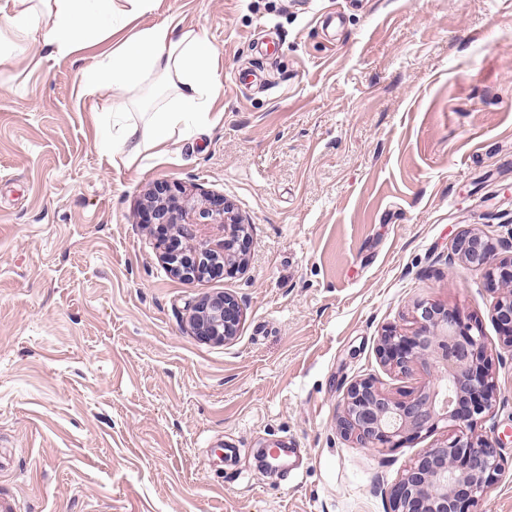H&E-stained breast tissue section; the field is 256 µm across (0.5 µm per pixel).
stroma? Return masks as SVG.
Listing matches in <instances>:
<instances>
[{
	"label": "stroma",
	"mask_w": 512,
	"mask_h": 512,
	"mask_svg": "<svg viewBox=\"0 0 512 512\" xmlns=\"http://www.w3.org/2000/svg\"><path fill=\"white\" fill-rule=\"evenodd\" d=\"M171 16L208 29L222 89L163 156L99 152L96 115L140 124L149 97L83 90L111 38L0 67V497L22 512H392L388 488L450 427L363 448L336 412L362 378L395 396L425 383L377 345L428 301L481 324L497 400L478 430L505 469L478 512H512V347L483 270L448 262L466 228L512 243V0H157L137 25ZM158 180L234 205L243 271H166L137 215ZM221 293L242 305L238 333L199 340L186 304Z\"/></svg>",
	"instance_id": "35a3bbf8"
}]
</instances>
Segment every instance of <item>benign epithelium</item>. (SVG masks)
<instances>
[{"mask_svg":"<svg viewBox=\"0 0 512 512\" xmlns=\"http://www.w3.org/2000/svg\"><path fill=\"white\" fill-rule=\"evenodd\" d=\"M145 224L167 226L158 248L169 273L187 282L232 273L246 264L247 225L222 196L201 194L192 203L167 181L153 184L142 205ZM203 224L224 227V239L195 245L193 229ZM188 241L179 246L180 240ZM460 261L484 270L496 295L491 318L512 347V254L496 256V246L468 228L453 240L448 263ZM188 322L196 338L214 343L232 340L242 308L229 294L204 295L187 303ZM381 361L402 373L421 370L430 381L396 398L371 378L348 385L336 414L340 433L366 448H393L407 438L431 432L438 422L453 423L458 434L426 449L388 490L393 512H475L495 476L504 469L493 440L477 432L479 416L493 408L496 383L479 324L435 302L415 307L414 326L395 327L381 335Z\"/></svg>","mask_w":512,"mask_h":512,"instance_id":"1","label":"benign epithelium"}]
</instances>
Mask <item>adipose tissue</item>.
Masks as SVG:
<instances>
[{
	"mask_svg": "<svg viewBox=\"0 0 512 512\" xmlns=\"http://www.w3.org/2000/svg\"><path fill=\"white\" fill-rule=\"evenodd\" d=\"M155 0H0V66L10 63L17 44L38 46L35 64L74 54L91 38L116 37L112 49L81 71L83 88L111 87L116 97L152 86L164 97L144 130L120 118L102 127V155L140 156L165 150L175 133L203 123L222 87L218 51L202 26L176 18L142 29L133 23Z\"/></svg>",
	"mask_w": 512,
	"mask_h": 512,
	"instance_id": "obj_1",
	"label": "adipose tissue"
}]
</instances>
